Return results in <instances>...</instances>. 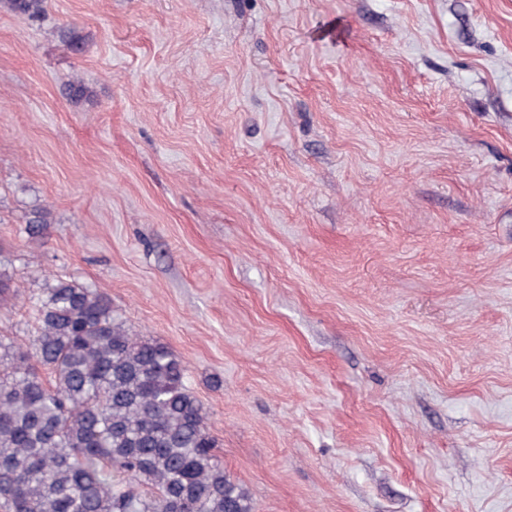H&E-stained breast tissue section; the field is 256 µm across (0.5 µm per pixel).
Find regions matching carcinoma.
Returning <instances> with one entry per match:
<instances>
[{"label": "carcinoma", "instance_id": "obj_1", "mask_svg": "<svg viewBox=\"0 0 512 512\" xmlns=\"http://www.w3.org/2000/svg\"><path fill=\"white\" fill-rule=\"evenodd\" d=\"M64 94L92 90L74 81ZM11 282L0 270V308L20 296ZM28 312V336H0V512H253L213 453L186 366L132 334L105 290L56 277Z\"/></svg>", "mask_w": 512, "mask_h": 512}]
</instances>
